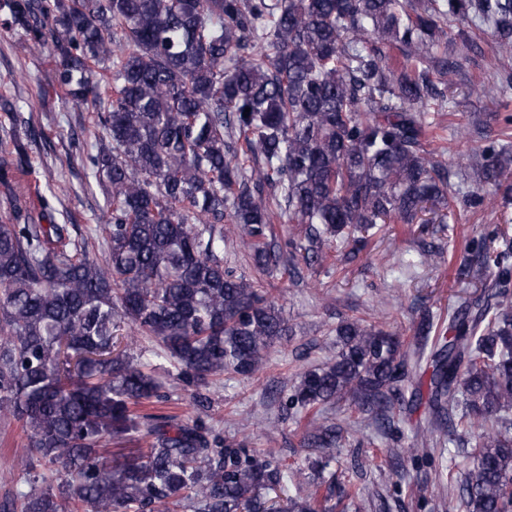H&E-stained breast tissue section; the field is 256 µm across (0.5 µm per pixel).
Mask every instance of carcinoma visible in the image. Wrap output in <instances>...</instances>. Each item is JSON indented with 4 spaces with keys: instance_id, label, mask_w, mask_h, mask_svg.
Here are the masks:
<instances>
[{
    "instance_id": "1",
    "label": "carcinoma",
    "mask_w": 512,
    "mask_h": 512,
    "mask_svg": "<svg viewBox=\"0 0 512 512\" xmlns=\"http://www.w3.org/2000/svg\"><path fill=\"white\" fill-rule=\"evenodd\" d=\"M23 30L20 56L47 54L80 112L96 115L94 141L73 142L100 187L103 226L71 235L38 224L0 161V413L22 424L32 467L22 512H332L335 494L359 497L330 471L343 428L309 421L318 482L278 508L283 460L226 439L206 423L208 379L251 378L289 333L262 281L224 268L236 234L256 269L281 270L270 224L304 228L295 252L322 265L323 247L360 241L388 218L412 224L426 205L453 224L460 189L474 210L512 198L508 139H491L450 165L426 149L430 112L447 102L448 49L469 40L448 26L491 31L512 54V0H8ZM404 61L391 62L387 48ZM499 111L512 124V69L494 73ZM249 114H244L245 109ZM102 237L101 257L91 256ZM512 240L500 226L466 245L461 266L482 293L448 315H422L410 352L364 319L336 326V357L300 373L283 408L340 402L373 416L379 432L426 405L422 430L474 440L463 478L437 484L462 512H512ZM133 329L194 388L197 415L141 413L165 404L152 364L124 349ZM417 382L414 403L407 384ZM135 442L137 448H122ZM119 446L108 457L101 448ZM56 472L60 481L50 479Z\"/></svg>"
}]
</instances>
